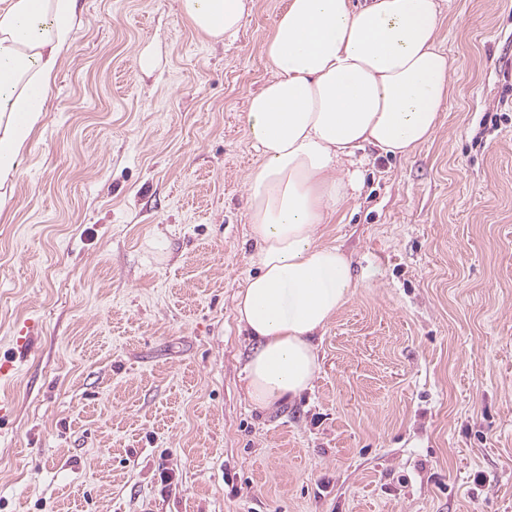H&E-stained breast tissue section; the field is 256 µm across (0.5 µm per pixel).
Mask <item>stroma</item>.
I'll list each match as a JSON object with an SVG mask.
<instances>
[{"label": "stroma", "mask_w": 512, "mask_h": 512, "mask_svg": "<svg viewBox=\"0 0 512 512\" xmlns=\"http://www.w3.org/2000/svg\"><path fill=\"white\" fill-rule=\"evenodd\" d=\"M438 2L437 132L365 148L324 227L355 294L312 390L261 410L244 115L285 0L218 42L178 0H77L0 217V357L35 330L0 381V512H512V0Z\"/></svg>", "instance_id": "1"}]
</instances>
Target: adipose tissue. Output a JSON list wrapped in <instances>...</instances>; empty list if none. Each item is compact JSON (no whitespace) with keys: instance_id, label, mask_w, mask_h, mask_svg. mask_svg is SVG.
Returning a JSON list of instances; mask_svg holds the SVG:
<instances>
[{"instance_id":"1","label":"adipose tissue","mask_w":512,"mask_h":512,"mask_svg":"<svg viewBox=\"0 0 512 512\" xmlns=\"http://www.w3.org/2000/svg\"><path fill=\"white\" fill-rule=\"evenodd\" d=\"M179 14L214 40L234 36L247 0H178ZM77 0H0V215L14 199L26 150L81 19ZM436 0H286L265 45L270 72L245 113L260 159L248 175L255 275L237 296L257 346L245 365L259 408L311 389L313 336L353 297L342 250L320 225L362 184L343 170L371 145L409 156L430 141L450 94L451 63L437 44Z\"/></svg>"}]
</instances>
